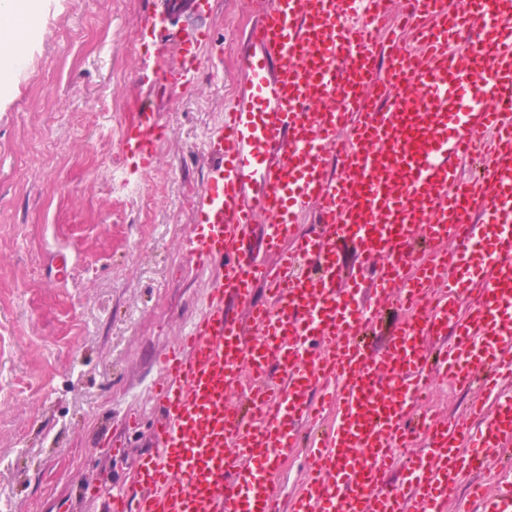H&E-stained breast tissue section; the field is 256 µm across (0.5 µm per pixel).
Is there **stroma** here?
<instances>
[{
  "mask_svg": "<svg viewBox=\"0 0 512 512\" xmlns=\"http://www.w3.org/2000/svg\"><path fill=\"white\" fill-rule=\"evenodd\" d=\"M191 2L48 0L0 106V512H106L99 483L134 485L154 445L158 361L210 280L187 250L206 138L247 85L265 7ZM196 27L192 91L141 82ZM146 115L167 136L142 171L121 133Z\"/></svg>",
  "mask_w": 512,
  "mask_h": 512,
  "instance_id": "obj_1",
  "label": "stroma"
}]
</instances>
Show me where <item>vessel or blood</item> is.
<instances>
[{
  "label": "vessel or blood",
  "mask_w": 512,
  "mask_h": 512,
  "mask_svg": "<svg viewBox=\"0 0 512 512\" xmlns=\"http://www.w3.org/2000/svg\"><path fill=\"white\" fill-rule=\"evenodd\" d=\"M389 4L269 0L250 89L206 140L188 254L214 277L160 362L158 446L108 512H512V0H406L415 52L379 42ZM208 40L153 80L191 91ZM373 77L389 96L368 106ZM164 138L145 121L122 143L147 168ZM443 384L471 399L435 420ZM284 493H293L307 476L305 456L299 455L288 461L283 467Z\"/></svg>",
  "instance_id": "1"
}]
</instances>
